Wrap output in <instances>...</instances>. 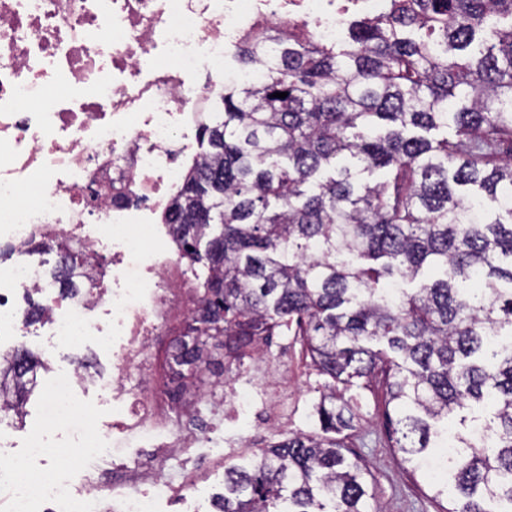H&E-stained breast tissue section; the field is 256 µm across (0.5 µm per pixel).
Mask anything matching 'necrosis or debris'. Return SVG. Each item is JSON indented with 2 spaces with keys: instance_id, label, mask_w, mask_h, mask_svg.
<instances>
[{
  "instance_id": "1",
  "label": "necrosis or debris",
  "mask_w": 512,
  "mask_h": 512,
  "mask_svg": "<svg viewBox=\"0 0 512 512\" xmlns=\"http://www.w3.org/2000/svg\"><path fill=\"white\" fill-rule=\"evenodd\" d=\"M384 0H0V370L49 337L30 378L43 426L17 438L19 411L0 398V500L5 512H160L188 497L195 459L225 418L288 419V365L230 378L201 369L159 387L163 324L193 310L195 275L159 213L179 191L209 118L224 57L258 25L335 41ZM78 247L104 262L72 269L63 295L38 252ZM42 314L28 315L31 302ZM112 356L103 376L59 364L62 347ZM71 447L67 463L51 451ZM118 448L138 453L117 462Z\"/></svg>"
}]
</instances>
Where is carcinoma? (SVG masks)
<instances>
[{
	"label": "carcinoma",
	"mask_w": 512,
	"mask_h": 512,
	"mask_svg": "<svg viewBox=\"0 0 512 512\" xmlns=\"http://www.w3.org/2000/svg\"><path fill=\"white\" fill-rule=\"evenodd\" d=\"M234 55L259 76L224 85L165 215L204 274L171 360L241 366L293 328L328 381L320 432L224 467L217 512H368L354 386L403 461L438 459L437 512H512V0H390L341 44L272 27Z\"/></svg>",
	"instance_id": "1"
}]
</instances>
